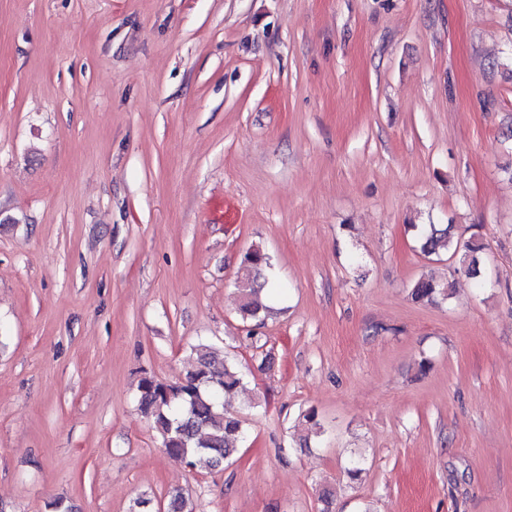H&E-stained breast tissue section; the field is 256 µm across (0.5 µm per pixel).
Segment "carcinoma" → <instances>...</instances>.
<instances>
[{"mask_svg": "<svg viewBox=\"0 0 512 512\" xmlns=\"http://www.w3.org/2000/svg\"><path fill=\"white\" fill-rule=\"evenodd\" d=\"M420 250L426 255L441 250L461 254V271L472 278L480 275L479 256L483 244L472 241L458 247L454 242L453 225L430 224L421 232ZM243 263L254 276L238 285L241 295L239 310L245 319L261 322L268 311L264 272L271 267V258L260 245L252 246L243 256ZM453 284L443 287L420 280L412 286L417 302L445 300ZM195 355L184 377L177 383H165L143 377L138 385V408L150 422L167 454L181 459L193 469L215 470L234 456L246 430L239 416L226 407V398L244 385V377L235 359L207 345L191 347ZM166 512H189L188 499L178 489L168 493Z\"/></svg>", "mask_w": 512, "mask_h": 512, "instance_id": "1", "label": "carcinoma"}]
</instances>
